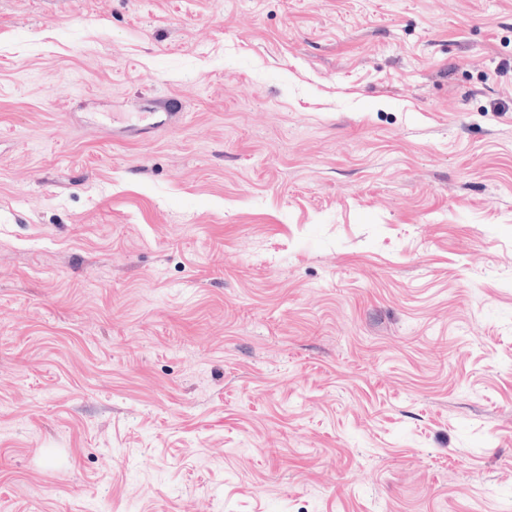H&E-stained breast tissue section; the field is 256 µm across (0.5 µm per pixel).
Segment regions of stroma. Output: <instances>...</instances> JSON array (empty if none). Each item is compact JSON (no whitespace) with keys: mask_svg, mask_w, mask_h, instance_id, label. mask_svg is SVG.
<instances>
[{"mask_svg":"<svg viewBox=\"0 0 512 512\" xmlns=\"http://www.w3.org/2000/svg\"><path fill=\"white\" fill-rule=\"evenodd\" d=\"M511 506L512 0H0V512Z\"/></svg>","mask_w":512,"mask_h":512,"instance_id":"stroma-1","label":"stroma"}]
</instances>
